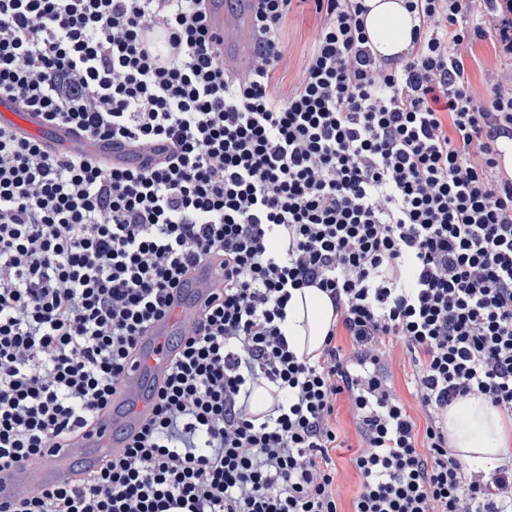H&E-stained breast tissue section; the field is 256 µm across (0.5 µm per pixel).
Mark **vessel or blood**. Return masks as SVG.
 <instances>
[{
    "label": "vessel or blood",
    "instance_id": "vessel-or-blood-1",
    "mask_svg": "<svg viewBox=\"0 0 512 512\" xmlns=\"http://www.w3.org/2000/svg\"><path fill=\"white\" fill-rule=\"evenodd\" d=\"M224 66L231 73L242 75L249 68V50L241 43L225 50ZM0 124H7L28 138H44L47 131L42 118L21 110L13 101L0 98ZM55 139L70 142L71 129L60 126L51 131ZM221 270L216 263H199L187 278L182 296L175 300L168 313L155 320L139 345L133 363L112 396L110 406L96 418L93 436L78 440L65 453L44 450L33 463L0 472V503L15 500L22 490L39 486L72 485L77 469L97 468L102 452L120 448L127 435L137 432L151 409V391L163 386L172 366L174 338L182 323L193 319L212 291Z\"/></svg>",
    "mask_w": 512,
    "mask_h": 512
}]
</instances>
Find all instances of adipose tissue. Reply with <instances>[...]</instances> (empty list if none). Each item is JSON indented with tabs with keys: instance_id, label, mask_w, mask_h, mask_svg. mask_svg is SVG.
I'll return each instance as SVG.
<instances>
[{
	"instance_id": "ef3b65f1",
	"label": "adipose tissue",
	"mask_w": 512,
	"mask_h": 512,
	"mask_svg": "<svg viewBox=\"0 0 512 512\" xmlns=\"http://www.w3.org/2000/svg\"><path fill=\"white\" fill-rule=\"evenodd\" d=\"M371 11L366 27L373 49L385 57L406 53L411 46L413 16L401 0H368ZM334 319L329 297L316 288L293 293L285 308L280 329L296 354H312L322 346ZM448 436L454 447L472 465H491L500 462L507 444L512 443L501 412L484 398L468 397L449 408Z\"/></svg>"
}]
</instances>
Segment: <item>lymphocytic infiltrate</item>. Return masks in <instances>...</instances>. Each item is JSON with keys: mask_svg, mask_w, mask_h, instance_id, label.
<instances>
[{"mask_svg": "<svg viewBox=\"0 0 512 512\" xmlns=\"http://www.w3.org/2000/svg\"><path fill=\"white\" fill-rule=\"evenodd\" d=\"M252 2L240 78L206 0H0V97L128 147L107 165L0 125V470L71 447L193 267L222 269L127 448L0 512H339L341 400L352 512H512V461L469 474L445 427L470 396L512 422V0H404L398 59L370 47L366 0H313L287 91L295 0ZM308 287L335 318L300 357L279 323ZM320 24L319 16L316 15L312 6L305 5L302 9L296 11L289 19L281 36L284 46L285 56L287 58V71L279 72V79L284 76L283 85H293L298 64L302 57L311 50L318 27ZM227 44H235L227 42L224 50V66L231 73L236 75L246 74L249 68V50L248 44L241 43L232 50L229 49ZM393 373L395 379V394L397 398L408 405H412L415 401L410 395L407 382L409 381L410 362L408 355L404 353L401 347H397L393 356ZM341 438L344 437L345 443L353 448H336L332 452L333 460L337 468L336 494L341 510H350V502L357 495L360 488V480L350 462L352 453L356 450L355 429L349 409L346 405L342 406L336 422Z\"/></svg>", "mask_w": 512, "mask_h": 512, "instance_id": "f902f5d3", "label": "lymphocytic infiltrate"}]
</instances>
